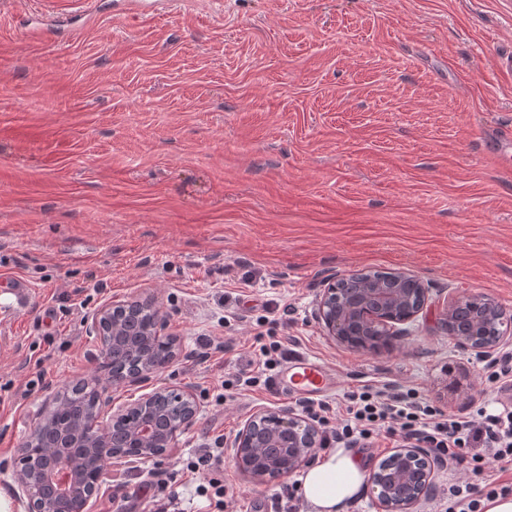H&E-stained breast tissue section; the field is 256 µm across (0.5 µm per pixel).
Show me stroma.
Here are the masks:
<instances>
[{
	"instance_id": "1",
	"label": "stroma",
	"mask_w": 512,
	"mask_h": 512,
	"mask_svg": "<svg viewBox=\"0 0 512 512\" xmlns=\"http://www.w3.org/2000/svg\"><path fill=\"white\" fill-rule=\"evenodd\" d=\"M100 3L0 0V290L30 291L0 317V493L49 394L106 379L93 313L132 298L154 301L180 351L110 389L113 405L189 385L201 412L123 482L106 464L86 512H150L152 470L182 512H210L184 470L197 444L294 405L217 385L271 330L334 368L329 401L393 384L448 414L494 408L490 363L439 317L480 292L512 316V143L489 144L512 117V0H180L139 17ZM37 13L56 35L25 37ZM355 270L428 284L407 336L377 351L327 336L315 299ZM201 336L225 346L205 364ZM220 468L229 512H271L292 482Z\"/></svg>"
}]
</instances>
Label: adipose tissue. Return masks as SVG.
I'll use <instances>...</instances> for the list:
<instances>
[{
  "instance_id": "1",
  "label": "adipose tissue",
  "mask_w": 512,
  "mask_h": 512,
  "mask_svg": "<svg viewBox=\"0 0 512 512\" xmlns=\"http://www.w3.org/2000/svg\"><path fill=\"white\" fill-rule=\"evenodd\" d=\"M366 480L361 456L352 448H337L299 478L308 512H346Z\"/></svg>"
}]
</instances>
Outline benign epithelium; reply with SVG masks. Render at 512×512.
<instances>
[{
    "label": "benign epithelium",
    "mask_w": 512,
    "mask_h": 512,
    "mask_svg": "<svg viewBox=\"0 0 512 512\" xmlns=\"http://www.w3.org/2000/svg\"><path fill=\"white\" fill-rule=\"evenodd\" d=\"M428 295L424 282L405 271L387 272L385 277L365 279L360 271L350 272L327 284L315 301V318L328 336L342 346L353 347L354 330L351 318L355 304L375 303L382 316H374L361 325L370 336L395 338L400 334L398 325L412 322L422 312ZM448 335L457 345L479 358H489L507 342L512 332L502 330L511 326L499 306L484 294L462 296L451 301L442 318ZM138 330L145 336L161 337L164 318L150 299H131L112 303L98 309L92 317V331L99 341L100 354L107 358L119 346L118 335L124 329ZM164 365L142 359L129 373L119 379H109L94 386L96 396L124 383H141L154 377ZM65 392H56L37 412L38 422L18 448L16 457L19 481L15 497L24 512H62L51 492L52 475L65 484L64 494L91 498L104 476V465L116 460L128 465H146L163 458L179 438L190 431L201 411L200 403L190 386L176 388L158 387L138 401L118 407L105 420L100 412H93L81 422L87 446L95 447L96 438L122 430L128 446L105 448L94 452L77 465L67 460L68 453L61 452L47 475H29L31 463L29 449L37 437L58 420L61 400ZM268 438L264 446L286 448L285 459L274 464L275 475L288 476L304 468L314 459L321 447L322 434L310 417L289 409L263 410L251 416L229 445L228 453L239 470L253 481H262L268 475L264 468L252 462L253 448L261 430ZM399 471L410 478L409 495L398 497L390 488L392 476L370 473L367 479L381 512H415L420 500L429 495L431 478L438 461L427 448H399L394 453Z\"/></svg>",
    "instance_id": "benign-epithelium-1"
}]
</instances>
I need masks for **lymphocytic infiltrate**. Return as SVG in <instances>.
Instances as JSON below:
<instances>
[{
	"label": "lymphocytic infiltrate",
	"mask_w": 512,
	"mask_h": 512,
	"mask_svg": "<svg viewBox=\"0 0 512 512\" xmlns=\"http://www.w3.org/2000/svg\"><path fill=\"white\" fill-rule=\"evenodd\" d=\"M251 358L230 387L272 386L274 370L288 360V346L276 337H256ZM344 411L336 413L326 401L298 399V407L318 422L327 448H372L387 440L399 448H427L435 458L451 463L458 476L442 496L441 512H485L487 501L512 494V483L496 474L512 466V405L483 407L466 415H448L413 388L382 390L364 385L344 396ZM221 438H214L188 462L192 473L203 475L196 490L215 508H222L226 488L219 462Z\"/></svg>",
	"instance_id": "f902f5d3"
}]
</instances>
